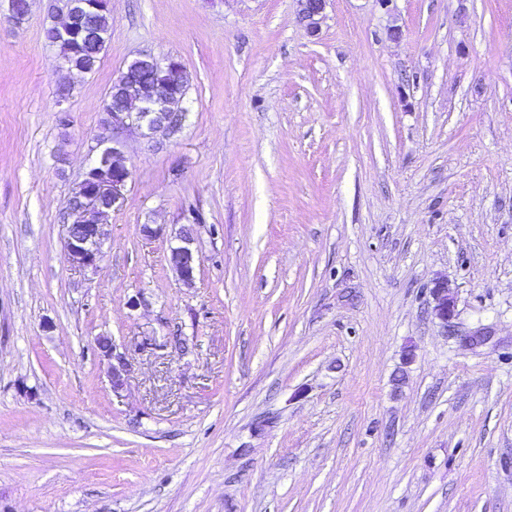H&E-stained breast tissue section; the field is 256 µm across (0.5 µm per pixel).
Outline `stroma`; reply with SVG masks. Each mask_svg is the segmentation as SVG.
<instances>
[{"mask_svg": "<svg viewBox=\"0 0 512 512\" xmlns=\"http://www.w3.org/2000/svg\"><path fill=\"white\" fill-rule=\"evenodd\" d=\"M56 6L0 0V512H512V0H331L315 35L295 0H110L88 74ZM142 52L187 117L128 138L82 273L63 218ZM193 224H184L172 238L176 242L170 247L171 268L178 279L187 287L194 284L198 267L197 253L193 247L195 243ZM435 302L434 312L443 328H448V323L455 316V301L449 294L448 281L437 280L430 291ZM95 352L106 360L108 364V377L112 391L119 393L125 388L129 362L124 351H120L111 336H97L95 339Z\"/></svg>", "mask_w": 512, "mask_h": 512, "instance_id": "stroma-1", "label": "stroma"}]
</instances>
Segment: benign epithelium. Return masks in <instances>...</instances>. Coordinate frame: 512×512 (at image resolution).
<instances>
[{
    "instance_id": "1",
    "label": "benign epithelium",
    "mask_w": 512,
    "mask_h": 512,
    "mask_svg": "<svg viewBox=\"0 0 512 512\" xmlns=\"http://www.w3.org/2000/svg\"><path fill=\"white\" fill-rule=\"evenodd\" d=\"M297 2L300 22L310 33L318 32L326 18L329 0ZM106 9L108 0H63V19L51 27L53 42L70 43L80 36L89 46L91 54L101 58L109 37L95 29L90 20ZM134 63L148 65L169 74V81L143 91L130 67L121 73V79L115 80V83L123 81L125 85L112 94L115 100L110 112L112 145L99 150L77 183L69 199L66 222L62 224L68 259L72 266L83 272L98 270L104 256L106 239L103 218L109 211L118 208L123 199L129 178V170L123 159L126 138L139 136L156 145V134L173 138L181 131L186 119V112L181 108L183 98L174 91V88H181L188 83L184 64L172 56L159 59L150 53L136 58ZM173 239L175 245L170 247L171 268L178 279L190 287L194 284L198 267L192 225H182ZM431 295L435 302V316L446 329L455 316V301L449 294L448 281H436ZM95 352L107 361L112 391H122L129 367L126 353L118 348L110 336L96 337Z\"/></svg>"
}]
</instances>
